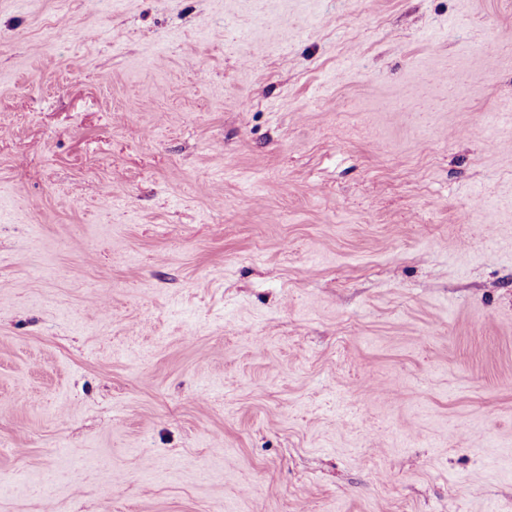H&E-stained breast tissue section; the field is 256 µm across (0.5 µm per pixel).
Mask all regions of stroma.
Returning a JSON list of instances; mask_svg holds the SVG:
<instances>
[{
    "instance_id": "stroma-1",
    "label": "stroma",
    "mask_w": 512,
    "mask_h": 512,
    "mask_svg": "<svg viewBox=\"0 0 512 512\" xmlns=\"http://www.w3.org/2000/svg\"><path fill=\"white\" fill-rule=\"evenodd\" d=\"M0 512H512V0H0Z\"/></svg>"
}]
</instances>
